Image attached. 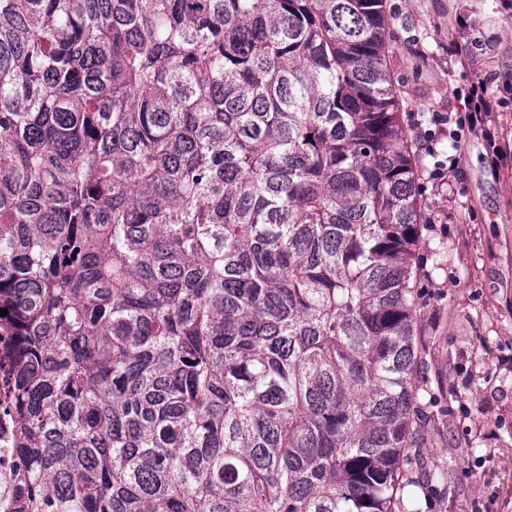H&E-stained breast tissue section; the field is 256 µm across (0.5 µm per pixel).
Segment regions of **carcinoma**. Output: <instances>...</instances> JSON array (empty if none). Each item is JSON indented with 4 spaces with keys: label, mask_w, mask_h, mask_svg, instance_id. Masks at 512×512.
Wrapping results in <instances>:
<instances>
[{
    "label": "carcinoma",
    "mask_w": 512,
    "mask_h": 512,
    "mask_svg": "<svg viewBox=\"0 0 512 512\" xmlns=\"http://www.w3.org/2000/svg\"><path fill=\"white\" fill-rule=\"evenodd\" d=\"M383 0H0V512H408L430 376ZM13 435V425L4 405L0 407V499L10 496L12 485L9 481L13 472L12 464L9 461L4 448H10V440Z\"/></svg>",
    "instance_id": "obj_1"
}]
</instances>
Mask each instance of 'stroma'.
I'll return each mask as SVG.
<instances>
[{
	"label": "stroma",
	"mask_w": 512,
	"mask_h": 512,
	"mask_svg": "<svg viewBox=\"0 0 512 512\" xmlns=\"http://www.w3.org/2000/svg\"><path fill=\"white\" fill-rule=\"evenodd\" d=\"M388 67L423 129L448 125L419 154L421 201L431 230L419 249L443 244L448 267L419 283L420 321L437 339L435 369L457 394L420 454L447 464L428 512H512V0H385ZM459 42L462 54L449 52ZM496 101L484 116L503 148L480 131L453 132L477 79ZM444 181L432 179L436 164Z\"/></svg>",
	"instance_id": "obj_1"
}]
</instances>
